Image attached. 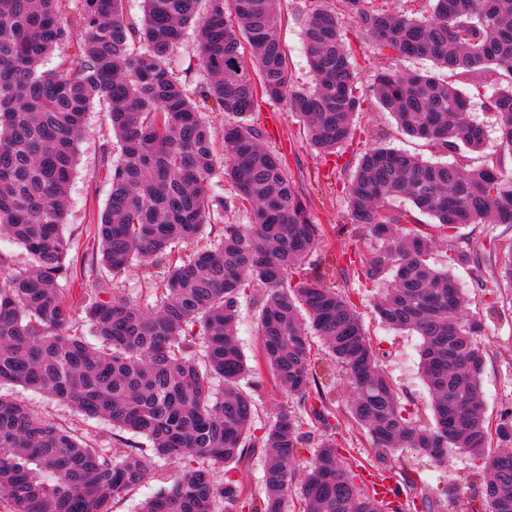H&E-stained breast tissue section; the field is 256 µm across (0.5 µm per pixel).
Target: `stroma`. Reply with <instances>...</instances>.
I'll return each instance as SVG.
<instances>
[{
  "label": "stroma",
  "instance_id": "35a3bbf8",
  "mask_svg": "<svg viewBox=\"0 0 512 512\" xmlns=\"http://www.w3.org/2000/svg\"><path fill=\"white\" fill-rule=\"evenodd\" d=\"M307 8L306 0H286L285 16L276 29L277 37L288 50L294 87L299 91L311 86L303 38ZM360 46L357 82L365 102L354 122L353 140L344 147V161L356 162L364 150L375 146L393 147L432 162L454 161V154L441 152L425 140L404 134L392 115L382 109L371 93V85L378 72H431L435 69L433 62L385 58L366 40L361 41ZM483 81V75L474 73L457 82L458 87L471 98L470 118L485 130L482 151L466 153L463 159L464 165L470 167L481 165L487 156L499 149L497 118L486 109L479 94ZM263 114L267 130L265 145L274 149L285 142L290 145L287 154L289 171L311 218L321 224L324 231L320 253L328 255L335 266H345L347 257L360 255L343 229L348 221L344 192L347 173L337 169L334 158L320 155L310 146L299 115L283 105L265 107ZM119 155V144L105 111L93 109L88 117L87 134L79 146V162L71 182L67 222L63 227L70 242V276L63 288L68 304L76 310L80 309L86 294L98 288L102 280L97 261L96 227L108 199L107 168L117 164ZM460 235L483 260L480 271L459 266L455 268L454 276L469 300L471 314L480 317L484 323V331L479 338L486 351V366L481 378L483 408L487 419L494 422L502 413L512 412V288H499L497 309L486 311L483 305L485 292L475 287L474 275L479 272L484 278H492L495 266L488 262L487 256L495 237H512V224L471 225L461 228ZM378 295V289L370 287L364 290L356 301L357 313L402 403L416 412L420 423H431V395L419 369L421 340L414 333L394 329L381 321L375 311ZM0 393L12 396L42 418L75 430L104 452H111L117 444L115 431L107 420L82 418L71 407L49 395L20 386H2ZM332 398L336 403V437L345 463L378 464L384 471L394 474L416 472L417 481L412 495L428 498L433 504L431 512H471L473 506L478 505L484 480L479 462L471 456L452 453L445 463L438 464L419 458L406 449L388 457L386 462H377L370 437L349 414L352 390L344 376H337ZM178 470L179 464L175 460L153 458L149 480L114 502L112 512H138L141 501L172 485ZM449 485L456 488L455 500L450 505L446 504L444 495V489Z\"/></svg>",
  "mask_w": 512,
  "mask_h": 512
}]
</instances>
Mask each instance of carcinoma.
Segmentation results:
<instances>
[{
  "label": "carcinoma",
  "instance_id": "cac0c4a2",
  "mask_svg": "<svg viewBox=\"0 0 512 512\" xmlns=\"http://www.w3.org/2000/svg\"><path fill=\"white\" fill-rule=\"evenodd\" d=\"M365 2L348 0L351 17L382 56L432 60L454 76L487 72L485 106L501 132L499 151L473 169L370 148L345 186L351 238L368 246L352 280L383 286L380 318L421 336L431 427L416 424L381 368L356 311L360 291L330 287L317 273L322 228L286 154L264 144L266 103L303 116L324 156L339 155L352 135L364 103L356 50L320 0L305 28L314 81L306 92L292 90L275 33L280 0H144L138 23L123 0H0V232L32 258L0 271V385L46 393L177 460L176 483L148 497L142 512H288L299 448L313 430L300 512H403L361 490L341 461L312 335L352 387L349 413L378 459L407 448L439 463L469 453L481 461L492 512H512V412L495 426L483 413L486 357L475 341L483 325L466 314L453 275L458 266L478 269L461 228L512 224V0H429L422 17L387 0L369 10ZM190 29L207 74L192 91L170 66ZM53 54L59 62L43 69ZM372 92L407 135L448 153L483 148L484 129L464 120L469 100L453 84L382 71ZM96 105L120 144L97 225L101 265L115 282L137 264L151 288L145 299L89 294L83 314L94 345L72 330L60 282L69 273L68 189ZM209 112L232 117L220 156ZM221 176L229 198L210 191ZM400 197L413 210L384 207ZM233 209L246 223L224 220ZM415 210L435 223L416 226ZM438 239L448 241L443 264L432 249ZM157 257L167 263L153 273ZM495 257V287L512 288V242L496 245ZM242 299L260 301L261 364L292 401L260 435L242 386L251 372L236 339ZM215 377L224 381L220 393ZM255 445L266 458L258 505L241 499L232 479ZM215 461L224 464L222 479ZM150 467L137 446L123 442L107 455L0 395V491L13 512H110Z\"/></svg>",
  "mask_w": 512,
  "mask_h": 512
}]
</instances>
